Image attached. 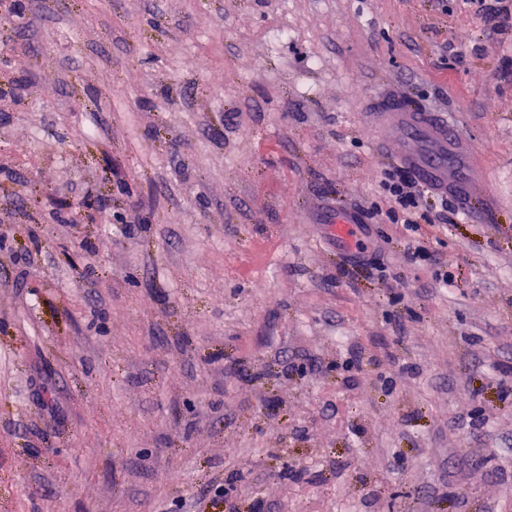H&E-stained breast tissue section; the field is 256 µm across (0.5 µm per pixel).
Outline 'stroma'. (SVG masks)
I'll list each match as a JSON object with an SVG mask.
<instances>
[{
    "mask_svg": "<svg viewBox=\"0 0 512 512\" xmlns=\"http://www.w3.org/2000/svg\"><path fill=\"white\" fill-rule=\"evenodd\" d=\"M12 17L0 512H512V26L462 0ZM389 92L483 157L493 216L420 221L445 284L386 217ZM407 255L411 259L427 258L435 266L434 280L439 283H448V278L451 277L448 271V264L436 257L435 254L421 246L414 247V251H412V247L408 243Z\"/></svg>",
    "mask_w": 512,
    "mask_h": 512,
    "instance_id": "stroma-1",
    "label": "stroma"
}]
</instances>
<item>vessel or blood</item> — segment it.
<instances>
[{"instance_id":"b4317fda","label":"vessel or blood","mask_w":512,"mask_h":512,"mask_svg":"<svg viewBox=\"0 0 512 512\" xmlns=\"http://www.w3.org/2000/svg\"><path fill=\"white\" fill-rule=\"evenodd\" d=\"M374 118L398 139L395 160L409 169L422 184L450 192L461 208L491 211L483 191L485 177L478 157H471L472 175L456 180L461 161L459 134L445 115L416 107L398 95L385 96Z\"/></svg>"}]
</instances>
